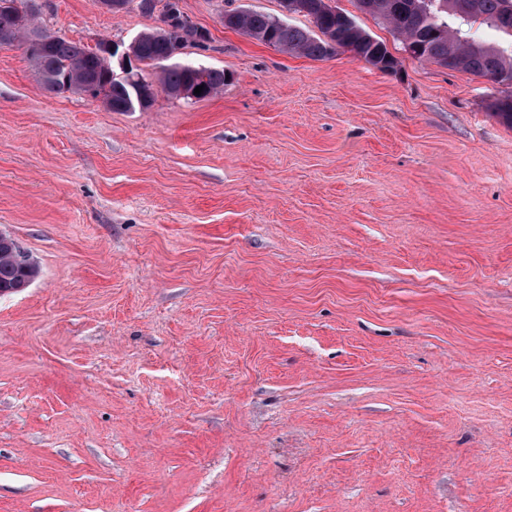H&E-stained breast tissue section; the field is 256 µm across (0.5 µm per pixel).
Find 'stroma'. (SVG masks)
I'll return each mask as SVG.
<instances>
[{
	"instance_id": "obj_1",
	"label": "stroma",
	"mask_w": 512,
	"mask_h": 512,
	"mask_svg": "<svg viewBox=\"0 0 512 512\" xmlns=\"http://www.w3.org/2000/svg\"><path fill=\"white\" fill-rule=\"evenodd\" d=\"M381 72L180 0L222 93L115 112L0 48V512H512V129L500 85ZM92 47L154 27L44 0ZM494 476L486 484V476ZM8 248L0 246V295L13 294L11 290L22 280L25 273L21 267L8 257H2V252L7 253ZM9 291V292H8ZM8 292V293H5Z\"/></svg>"
}]
</instances>
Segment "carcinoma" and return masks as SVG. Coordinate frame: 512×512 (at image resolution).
I'll return each instance as SVG.
<instances>
[{
  "label": "carcinoma",
  "mask_w": 512,
  "mask_h": 512,
  "mask_svg": "<svg viewBox=\"0 0 512 512\" xmlns=\"http://www.w3.org/2000/svg\"><path fill=\"white\" fill-rule=\"evenodd\" d=\"M363 2L367 13L385 21L404 40L413 57L507 86L491 102L490 109L512 128V54H506V49L499 46L477 41L469 32L450 25L452 20H463L470 26L492 27L512 47V0ZM15 3L16 0H0V33L10 35L15 45L24 49L46 92L61 95L73 87H82L112 111H129L133 92L124 83L106 76L104 65L93 50L58 36L46 48L36 45L34 39L44 33L38 14H30L25 26L20 27L14 18ZM297 3L298 13L310 17L316 31L291 24L280 27L276 17L249 8L228 11L222 21L225 27L286 53L324 60L344 50L380 71L396 67L397 60L384 42L373 38L328 0H297ZM170 52L167 36L155 29L141 33L133 49L138 62L160 66L158 82L167 94L188 83L204 86L201 92L204 99L224 90L227 82L224 71L193 62H172L168 59ZM23 276L18 264L0 256V294L14 289Z\"/></svg>",
  "instance_id": "carcinoma-1"
}]
</instances>
